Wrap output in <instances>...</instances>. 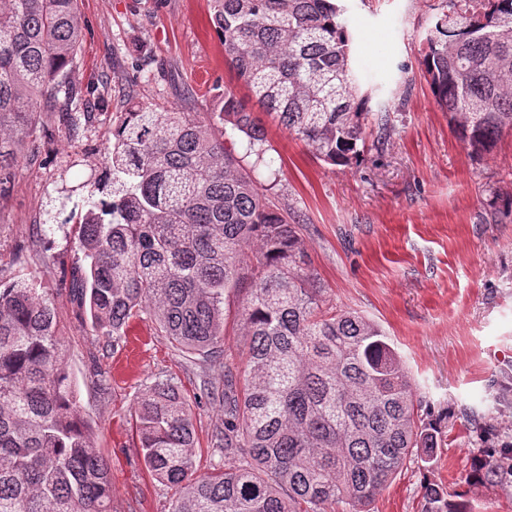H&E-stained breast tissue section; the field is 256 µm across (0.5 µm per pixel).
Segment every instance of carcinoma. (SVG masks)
Returning a JSON list of instances; mask_svg holds the SVG:
<instances>
[{"instance_id":"1","label":"carcinoma","mask_w":512,"mask_h":512,"mask_svg":"<svg viewBox=\"0 0 512 512\" xmlns=\"http://www.w3.org/2000/svg\"><path fill=\"white\" fill-rule=\"evenodd\" d=\"M78 0L0 5V192L26 146L42 138L44 103L77 129L73 79L83 29ZM422 65L450 124L476 152L512 130V0H447ZM224 58L250 98L319 159L358 161L368 98L350 66L334 0H214ZM215 116L262 161L267 130L226 87ZM213 116V117H215ZM213 117L137 103L112 123L105 170L59 212L78 211L81 263L63 278L93 331L116 345L153 320L173 346L222 364L224 294L245 291L243 381L224 379L220 459L197 473L187 396L152 383L136 410L144 462L175 490L171 512H367L408 462L433 456L439 429L419 414L408 372L377 323L326 304L296 224L270 203ZM256 265L245 273L243 250ZM512 451L479 461L499 482ZM0 512H112V478L92 446L61 349L54 295L35 278H0ZM421 512H468L443 487Z\"/></svg>"}]
</instances>
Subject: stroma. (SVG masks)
<instances>
[{
  "label": "stroma",
  "mask_w": 512,
  "mask_h": 512,
  "mask_svg": "<svg viewBox=\"0 0 512 512\" xmlns=\"http://www.w3.org/2000/svg\"><path fill=\"white\" fill-rule=\"evenodd\" d=\"M352 33L353 66L371 112L388 110L391 132L366 130L359 165L333 166L275 124L263 164H243L300 228L310 269L330 305L388 333L417 392L440 424L431 462L414 460L370 512H421L434 483L470 512H512V484L473 478L485 451L512 440V130L474 152L437 104L421 65L425 36L445 0H339ZM213 0H78L84 38L75 74L91 88L92 116L75 136L43 106L37 141L0 193V256L52 289L62 348L75 375L92 444L110 464L112 512H170L172 489L146 470L135 435L146 386L171 378L192 400L197 467L207 473L224 426V375L240 376L242 295L224 301V365L179 353L144 319L119 343L95 335L62 284L80 252L70 226H49L60 188L97 178L112 147V119L130 102L213 112L225 88L247 89L224 60ZM494 417L474 430L489 397Z\"/></svg>",
  "instance_id": "1"
}]
</instances>
